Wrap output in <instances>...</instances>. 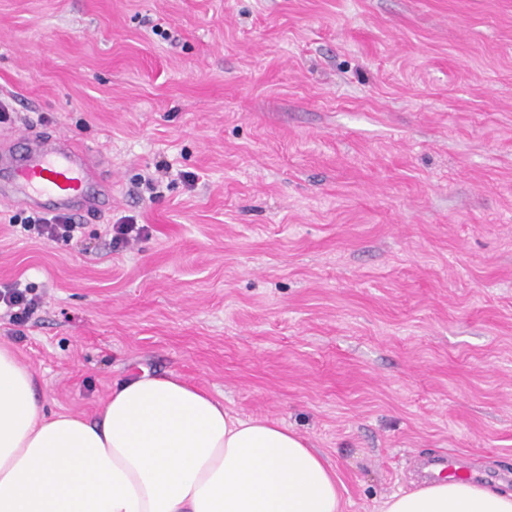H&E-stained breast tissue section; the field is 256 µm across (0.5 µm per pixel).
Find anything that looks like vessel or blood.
<instances>
[{
  "label": "vessel or blood",
  "instance_id": "1",
  "mask_svg": "<svg viewBox=\"0 0 512 512\" xmlns=\"http://www.w3.org/2000/svg\"><path fill=\"white\" fill-rule=\"evenodd\" d=\"M112 193L104 159L54 131L0 134V203H22L47 215L78 214L93 220L101 198ZM426 478L472 477L454 455L420 461Z\"/></svg>",
  "mask_w": 512,
  "mask_h": 512
}]
</instances>
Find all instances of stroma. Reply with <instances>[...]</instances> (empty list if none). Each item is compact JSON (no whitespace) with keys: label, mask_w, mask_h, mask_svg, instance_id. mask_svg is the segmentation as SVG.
Segmentation results:
<instances>
[{"label":"stroma","mask_w":512,"mask_h":512,"mask_svg":"<svg viewBox=\"0 0 512 512\" xmlns=\"http://www.w3.org/2000/svg\"><path fill=\"white\" fill-rule=\"evenodd\" d=\"M0 99L112 171L68 243L0 206L47 411L174 373L310 441L343 512L448 452L512 490V0H0Z\"/></svg>","instance_id":"1"}]
</instances>
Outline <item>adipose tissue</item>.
I'll return each instance as SVG.
<instances>
[{"instance_id": "obj_1", "label": "adipose tissue", "mask_w": 512, "mask_h": 512, "mask_svg": "<svg viewBox=\"0 0 512 512\" xmlns=\"http://www.w3.org/2000/svg\"><path fill=\"white\" fill-rule=\"evenodd\" d=\"M39 390L0 344V512H341L334 467L303 437L178 375L128 376L92 421L46 412ZM381 510L512 512V492L426 482Z\"/></svg>"}]
</instances>
